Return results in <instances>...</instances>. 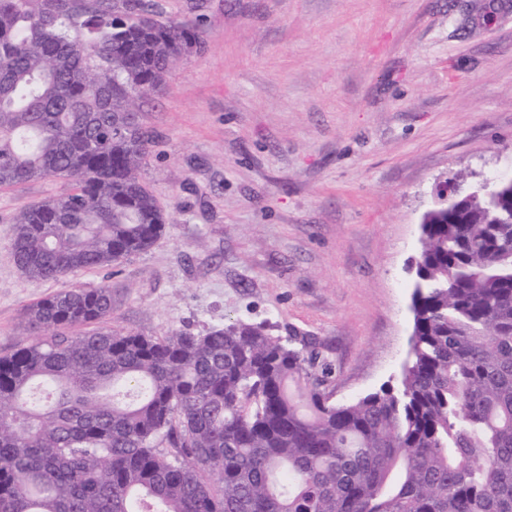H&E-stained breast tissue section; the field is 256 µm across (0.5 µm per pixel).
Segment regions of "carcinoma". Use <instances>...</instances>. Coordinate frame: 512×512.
Listing matches in <instances>:
<instances>
[{"label": "carcinoma", "mask_w": 512, "mask_h": 512, "mask_svg": "<svg viewBox=\"0 0 512 512\" xmlns=\"http://www.w3.org/2000/svg\"><path fill=\"white\" fill-rule=\"evenodd\" d=\"M157 0H0V188L67 194L12 221L31 280L115 266L167 218L138 170L143 100L202 47ZM448 181L423 214L410 360L332 401L319 352L243 320L112 330V285L25 309L0 357V512H512V185Z\"/></svg>", "instance_id": "1"}]
</instances>
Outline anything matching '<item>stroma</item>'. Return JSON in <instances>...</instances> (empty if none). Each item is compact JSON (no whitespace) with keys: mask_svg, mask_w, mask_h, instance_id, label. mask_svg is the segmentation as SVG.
<instances>
[{"mask_svg":"<svg viewBox=\"0 0 512 512\" xmlns=\"http://www.w3.org/2000/svg\"><path fill=\"white\" fill-rule=\"evenodd\" d=\"M159 2L204 39L139 114L166 230L115 267L30 280L12 218L74 184L0 188V356L25 338L26 307L108 283L115 331L240 319L316 338L334 402L396 380L437 180L512 179V0Z\"/></svg>","mask_w":512,"mask_h":512,"instance_id":"obj_1","label":"stroma"}]
</instances>
